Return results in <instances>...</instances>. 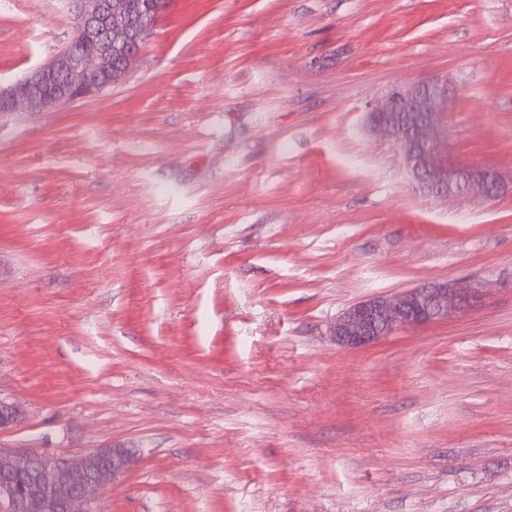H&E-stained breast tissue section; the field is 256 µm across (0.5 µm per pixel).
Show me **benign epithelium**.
<instances>
[{"mask_svg":"<svg viewBox=\"0 0 512 512\" xmlns=\"http://www.w3.org/2000/svg\"><path fill=\"white\" fill-rule=\"evenodd\" d=\"M74 34L66 48L49 62L6 88L0 87V119L21 110L51 112L103 91L125 71L112 69V17L125 13L115 0H77ZM448 105V81L432 77L389 93L368 115L370 129L396 140L417 186L436 197L452 190L483 199L504 188L492 169L460 168L438 155L439 118ZM478 288L460 281L429 282L397 295H376L359 301L330 323L329 336L345 349H361L395 330L425 325L464 310ZM96 456L44 459L16 458L0 451V505L7 512H84L105 484L125 473L135 461L124 448L112 449V465L82 473L79 461ZM24 474L19 491L14 477Z\"/></svg>","mask_w":512,"mask_h":512,"instance_id":"obj_1","label":"benign epithelium"}]
</instances>
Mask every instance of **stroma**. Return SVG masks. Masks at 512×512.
<instances>
[{
  "mask_svg": "<svg viewBox=\"0 0 512 512\" xmlns=\"http://www.w3.org/2000/svg\"><path fill=\"white\" fill-rule=\"evenodd\" d=\"M73 0H0V84ZM448 81L420 191L368 113ZM481 293L358 350L328 324ZM0 449L121 446L90 512H512V0H169L126 75L0 119ZM478 288L460 281L429 282L397 295L359 301L330 323L329 336L345 349H361L395 330L425 325L464 310Z\"/></svg>",
  "mask_w": 512,
  "mask_h": 512,
  "instance_id": "35a3bbf8",
  "label": "stroma"
}]
</instances>
